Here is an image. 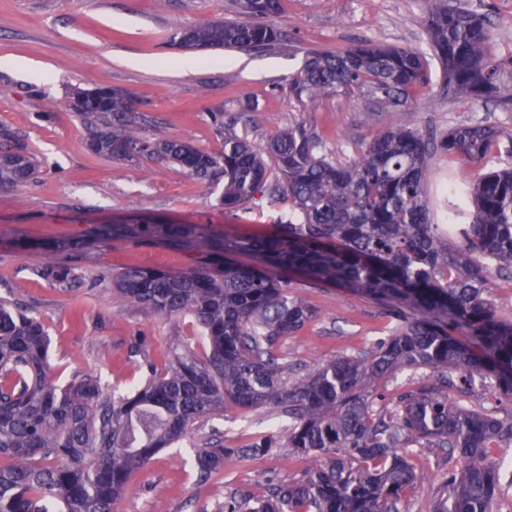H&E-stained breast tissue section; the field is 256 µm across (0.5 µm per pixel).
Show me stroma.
I'll use <instances>...</instances> for the list:
<instances>
[{
	"label": "stroma",
	"mask_w": 512,
	"mask_h": 512,
	"mask_svg": "<svg viewBox=\"0 0 512 512\" xmlns=\"http://www.w3.org/2000/svg\"><path fill=\"white\" fill-rule=\"evenodd\" d=\"M470 6L490 12L496 52L511 51L512 0H470ZM233 15L231 0H0V149L20 147L39 161L34 181L0 189V300L40 318L60 384L92 374L123 390L148 365L164 367L176 345L201 355L208 349L191 318L153 314L112 296L113 275L129 267L184 271L194 262L193 246L110 241L77 253L70 248L73 241L115 220L199 224L220 237L266 232L288 215L287 199L275 193L227 211L218 203L220 187L150 161L128 164L94 154L80 119L65 106L70 89H125L147 117L144 136L183 139L215 153L224 149V133L213 119L217 112L237 134L262 147L305 122L343 161L393 122L427 137L471 121L512 134V112L465 95H438L399 109L341 92L305 105L289 98L288 78L301 68L306 51L357 40L426 48L421 0H284L278 22L288 32L287 42L263 53L203 51L194 70H183L186 52L168 46L170 33ZM13 58L46 68L50 80L33 81L10 66ZM246 102L252 111H243ZM500 166L493 155L471 164L434 152L425 184L433 211L441 209L439 188L446 177L469 180ZM43 243L58 244L57 262L75 266L84 288L67 293L35 274ZM288 291L315 311L278 345L279 355L297 370L366 353L387 332V316L369 298L299 277L291 278ZM270 416L267 409L230 405L200 419L184 440L160 451L131 478L116 512H214L224 497L255 501L272 482L301 478L305 460L280 448L261 458H227L218 473L197 479L191 465L195 449L216 441L241 446L267 431ZM413 462L427 478L399 510L429 512L456 462L440 448L422 449Z\"/></svg>",
	"instance_id": "obj_1"
}]
</instances>
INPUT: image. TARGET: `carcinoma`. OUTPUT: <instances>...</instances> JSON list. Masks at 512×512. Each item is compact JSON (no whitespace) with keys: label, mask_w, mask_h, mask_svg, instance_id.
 Instances as JSON below:
<instances>
[{"label":"carcinoma","mask_w":512,"mask_h":512,"mask_svg":"<svg viewBox=\"0 0 512 512\" xmlns=\"http://www.w3.org/2000/svg\"><path fill=\"white\" fill-rule=\"evenodd\" d=\"M425 5L431 56L369 42L308 52L288 78V96L312 103L359 92L380 105H410L432 89V57L441 89L512 112V50L494 52L489 14L461 0ZM234 7L243 20L178 27L169 45L265 50L286 40L274 22L282 0H234ZM66 106L99 156L150 159L221 184L228 210L269 191L286 196L290 211L266 235L216 241L192 224L144 221L103 224L74 244L80 251L111 240H190L202 255L179 273L131 267L113 277V296L157 315L191 316L209 346L203 358L174 350L167 367L147 366L144 382L123 395L90 375L58 385L43 323L0 301V457L10 458L0 466V512H114L134 472L228 404L282 406L288 421L239 448L197 449L200 479L228 457L278 448L308 466L303 479L274 483L255 504L231 495L217 512H399L424 480L411 462L421 448H447L458 462L430 512H494L499 463L489 451L512 446V412L469 409L448 390L477 385L512 401V320L486 296L492 272L512 268V165L450 184L441 224L432 223L425 172L437 148L470 163L492 153L512 162V135L476 122L448 129L436 143L391 127L342 162L303 122L265 148L229 131L224 151L212 153L140 134L143 117L120 88H74ZM36 170L33 155L0 151L1 189L30 182ZM35 272L66 291L84 285L75 267L50 259ZM286 272L369 297L396 321L394 330L362 356L293 369L278 342L314 311L289 295ZM424 369L440 376L385 404L383 381Z\"/></svg>","instance_id":"1"}]
</instances>
